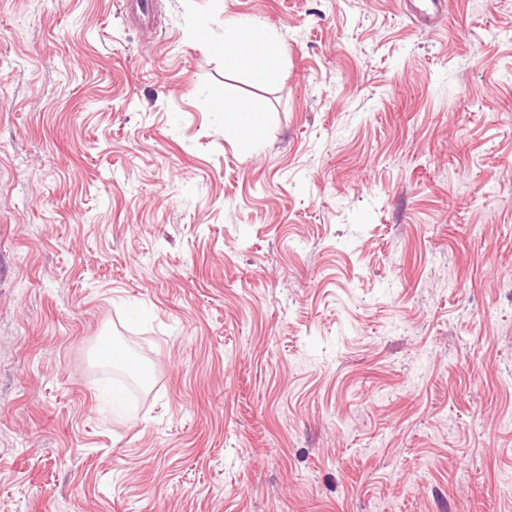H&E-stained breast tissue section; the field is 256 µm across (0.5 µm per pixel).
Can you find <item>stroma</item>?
Segmentation results:
<instances>
[{
    "instance_id": "obj_1",
    "label": "stroma",
    "mask_w": 512,
    "mask_h": 512,
    "mask_svg": "<svg viewBox=\"0 0 512 512\" xmlns=\"http://www.w3.org/2000/svg\"><path fill=\"white\" fill-rule=\"evenodd\" d=\"M511 279L512 0H0V512H512ZM406 17L422 25H433L445 13L446 0H401ZM209 50L224 56V65L232 70H252L265 85L279 83L280 42L262 22L249 17L225 19L222 40H209ZM233 106L236 108L233 109ZM218 109L224 112V131L227 135L236 136L243 131L253 132L261 123L258 109L246 99H226Z\"/></svg>"
}]
</instances>
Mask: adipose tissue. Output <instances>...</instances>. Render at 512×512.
<instances>
[{"mask_svg": "<svg viewBox=\"0 0 512 512\" xmlns=\"http://www.w3.org/2000/svg\"><path fill=\"white\" fill-rule=\"evenodd\" d=\"M207 47L223 56L225 67L251 70L262 84L272 86L280 80L282 46L258 20L249 17L225 20L223 39L208 41Z\"/></svg>", "mask_w": 512, "mask_h": 512, "instance_id": "1", "label": "adipose tissue"}]
</instances>
